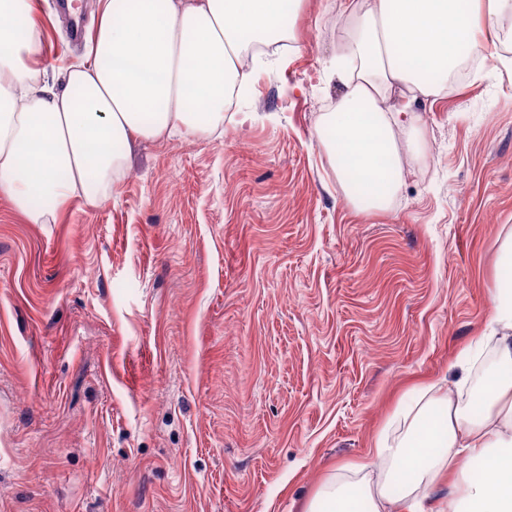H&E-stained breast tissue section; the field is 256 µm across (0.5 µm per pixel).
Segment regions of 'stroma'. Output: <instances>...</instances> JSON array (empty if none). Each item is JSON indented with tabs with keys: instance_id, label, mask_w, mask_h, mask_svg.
<instances>
[{
	"instance_id": "obj_1",
	"label": "stroma",
	"mask_w": 512,
	"mask_h": 512,
	"mask_svg": "<svg viewBox=\"0 0 512 512\" xmlns=\"http://www.w3.org/2000/svg\"><path fill=\"white\" fill-rule=\"evenodd\" d=\"M40 0L46 67L83 60ZM346 0L288 7L224 127L132 145L117 192L30 224L0 197V512H304L406 390L454 382L512 235V66L415 103L384 212L314 137Z\"/></svg>"
}]
</instances>
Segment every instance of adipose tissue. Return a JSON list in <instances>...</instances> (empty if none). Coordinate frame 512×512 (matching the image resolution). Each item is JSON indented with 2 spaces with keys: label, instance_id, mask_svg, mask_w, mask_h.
<instances>
[{
  "label": "adipose tissue",
  "instance_id": "obj_1",
  "mask_svg": "<svg viewBox=\"0 0 512 512\" xmlns=\"http://www.w3.org/2000/svg\"><path fill=\"white\" fill-rule=\"evenodd\" d=\"M283 0H98L87 55L46 79L37 0H0V196L29 223L54 224L73 199L110 197L134 140L210 135L246 86L253 42L280 40ZM333 66L344 91L315 128L358 210H386L401 175L396 126L472 51L512 43V0H350ZM397 97L394 113L382 101ZM496 361L466 379L414 386L362 457L341 465L305 512H512V278L498 280L481 346ZM490 471L454 496L434 486Z\"/></svg>",
  "mask_w": 512,
  "mask_h": 512
}]
</instances>
